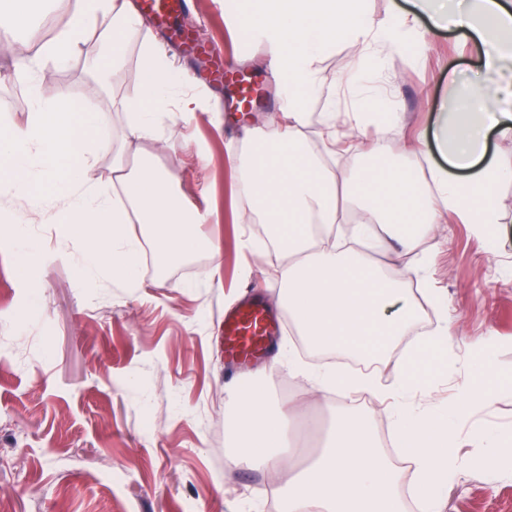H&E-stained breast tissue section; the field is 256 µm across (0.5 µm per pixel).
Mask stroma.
<instances>
[{"label":"stroma","instance_id":"1","mask_svg":"<svg viewBox=\"0 0 512 512\" xmlns=\"http://www.w3.org/2000/svg\"><path fill=\"white\" fill-rule=\"evenodd\" d=\"M57 2L34 0L36 33L14 31L19 48H0L2 133L27 123L28 104L14 101L13 77L40 41L53 37L46 24ZM191 17L201 39L265 90L255 123L277 126L281 89L267 65V46L240 39L222 0H196ZM425 24L418 18L421 54L386 61L394 120L376 135L396 156L431 135L443 101L461 96L478 73L472 39L453 29L430 34ZM147 39L162 42L193 76L189 86L173 88V98L193 95L204 106L188 122L163 125L158 141L131 140L125 160L133 165L149 156L176 175L183 201L208 214L203 229L219 253H202L195 265L164 272L140 262L137 288L107 276L86 280L77 266L82 245L58 238L51 200L0 194V215L25 213L43 251L41 282L33 291L17 251L0 247V503L7 512H269V499L278 495L280 474L232 462L233 442L224 436V310L255 288L272 310L285 311L274 276L281 258L246 246L254 218L225 162L244 136L232 109L235 95L219 82L201 84L195 55L149 23L126 43L123 64L105 92L90 91L85 51L49 74L121 136V103L144 94L138 54ZM418 260L424 275L408 289L437 296L432 326L455 340L456 364L444 372L429 360L432 392L415 395L413 405L445 410L477 357L474 343L487 340L494 346L497 394L468 426L512 428V223L500 225L489 240L448 213L415 252L372 256L391 276ZM295 335L287 328L272 356L252 358L245 371L266 379L274 404L326 417L343 395L312 396L309 381L290 372L295 361L309 372L320 367L295 347ZM353 406L369 418L383 451L394 455L386 403L361 392ZM445 512H512V471L469 472L449 489Z\"/></svg>","mask_w":512,"mask_h":512}]
</instances>
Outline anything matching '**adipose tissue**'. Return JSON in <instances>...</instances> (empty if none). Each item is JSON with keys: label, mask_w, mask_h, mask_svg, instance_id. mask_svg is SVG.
Masks as SVG:
<instances>
[{"label": "adipose tissue", "mask_w": 512, "mask_h": 512, "mask_svg": "<svg viewBox=\"0 0 512 512\" xmlns=\"http://www.w3.org/2000/svg\"><path fill=\"white\" fill-rule=\"evenodd\" d=\"M232 2L235 18L250 26L254 40L271 46L269 65L284 78L283 124L261 138L246 135L243 148L228 157L239 197L267 224L284 257L276 270L283 304L312 348L334 356L392 354L419 309L433 306L435 299L409 293L407 284L418 276V268L405 267L392 278L371 263V254L393 241L413 252L444 212L482 233L504 221L498 188L512 179V170L491 157L490 139H512V0H476L474 11L461 15L454 0H412L411 9L399 8L383 18L368 11L367 0ZM422 14L429 32L452 22L464 36L486 45L479 71L485 95L477 107L459 102L442 114L433 147L443 163L429 168L433 192L420 190L409 163L384 178L368 167L338 178L334 168L309 152L300 135L310 102L322 92L326 54L346 43L359 60H378L419 45L415 21ZM141 25L131 0H74L69 27L43 43L40 53L65 64L77 53L83 32L92 31L107 50L92 64L101 78L109 64L121 63L125 43ZM139 66L149 97L121 108L130 135L154 141L159 125L186 119L199 101L192 96L173 101L172 88L190 83L192 76L175 65L158 41L141 43ZM29 97L27 126L0 137V186L16 192L37 180L52 186L60 203L58 238L83 243L82 277L106 275L139 287L138 259L146 240L162 267L200 250L217 252L202 230L204 216L175 192L174 175L147 157L127 168L126 144L112 138L106 120L77 119L75 103L63 91L48 89L44 78L33 77ZM368 98L360 96L344 114L328 102L321 119L328 143L336 141L337 123L358 133L368 128ZM105 153L112 156L110 177L89 181L87 171ZM352 206L363 217L361 252L331 240ZM132 224L145 225L147 239L129 232ZM2 244L21 253L29 283L37 284L30 260L40 244L29 235L24 214L0 224ZM269 400L266 381H257L228 418L226 434L235 443L234 458L281 474L283 512H404L397 492L404 474L382 453L365 415L337 409L321 447L299 469L283 453L294 414L269 410Z\"/></svg>", "instance_id": "ef3b65f1"}]
</instances>
